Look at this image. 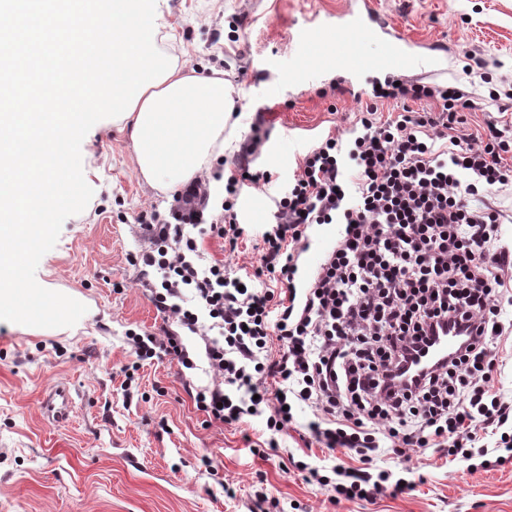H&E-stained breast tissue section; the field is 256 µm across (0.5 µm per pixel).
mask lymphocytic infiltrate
<instances>
[{
  "instance_id": "1",
  "label": "lymphocytic infiltrate",
  "mask_w": 512,
  "mask_h": 512,
  "mask_svg": "<svg viewBox=\"0 0 512 512\" xmlns=\"http://www.w3.org/2000/svg\"><path fill=\"white\" fill-rule=\"evenodd\" d=\"M423 99L440 101V111L411 109ZM385 102L396 109L384 117ZM468 106L453 86L388 84L373 91L359 127L310 147L285 181L251 171L262 144L253 123L216 218L205 217L211 194L199 183L168 217L141 221L154 248L138 260L154 273L157 309L190 333H213L206 356L216 382L197 392L198 410L222 423L265 416L274 449L296 409L309 408L316 443L359 457V466H334L329 477L310 471L340 500L410 491L374 461H406L415 447L455 464L492 450L497 465L512 463V399L493 376L512 336V248L491 201L512 186V141L492 122L461 133ZM260 183L273 189L260 267L249 274L205 263L183 225L208 223L237 247L245 230L236 206ZM316 224L342 230L303 277L299 259ZM265 274L276 288L255 286ZM443 336L455 346L438 356ZM127 338L137 360L164 352L194 365L177 332L160 339L131 330Z\"/></svg>"
}]
</instances>
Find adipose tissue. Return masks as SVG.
<instances>
[{"label": "adipose tissue", "instance_id": "adipose-tissue-1", "mask_svg": "<svg viewBox=\"0 0 512 512\" xmlns=\"http://www.w3.org/2000/svg\"><path fill=\"white\" fill-rule=\"evenodd\" d=\"M54 14L85 18L72 29L78 41L111 43L106 68H96L95 53H74L63 64L44 67L38 97L67 102L80 99L77 112L32 111L27 99H12L0 113V222L20 223L23 214L40 213L60 201L84 196V164L68 152L100 113L129 133L137 172L152 188L173 192L202 175L213 157L233 150L241 125L233 119V89L223 77L200 75L156 47L160 0H49ZM97 75L94 92H81L78 76ZM43 126L67 128L66 138L45 147L28 138ZM59 158L54 172L43 165L45 151ZM42 225H23L12 236L0 233V309L23 283L16 251L35 244Z\"/></svg>", "mask_w": 512, "mask_h": 512}]
</instances>
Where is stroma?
<instances>
[{"instance_id": "obj_1", "label": "stroma", "mask_w": 512, "mask_h": 512, "mask_svg": "<svg viewBox=\"0 0 512 512\" xmlns=\"http://www.w3.org/2000/svg\"><path fill=\"white\" fill-rule=\"evenodd\" d=\"M409 39L443 50L441 70L401 73L404 83L458 87L472 103L465 132L508 121L490 91H512V0H367ZM354 0H164L160 49L204 72L218 70L235 89L243 126L261 122L254 165L291 176L320 138L346 135L372 90L371 77L350 79L325 67L288 89V55L316 13L354 8ZM491 61L488 81L466 75L474 59ZM70 152L87 160L86 194L56 207L38 243L19 256L28 285L61 301H83V319L58 309L40 331L0 319V512H512V464L468 472L432 449L408 462L382 460L413 491L373 502L336 501L298 462L330 474L356 465L342 451L309 446V409H300L278 451L266 446L265 420L225 424L198 410L193 396L212 387L201 335L181 331L155 307L131 262L148 246L143 214L167 215L174 195L140 179L131 141L111 120L92 126ZM247 230L237 248L199 226L184 225L207 261L254 271L257 239L270 219L263 188L238 203ZM181 331L195 362L180 369L169 355L135 366L127 330ZM134 368L126 383L125 368ZM58 384L74 400L70 418L44 419L41 400ZM234 496H227L226 488Z\"/></svg>"}]
</instances>
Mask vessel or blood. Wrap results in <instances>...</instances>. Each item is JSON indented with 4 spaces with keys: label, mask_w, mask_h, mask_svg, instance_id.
<instances>
[{
    "label": "vessel or blood",
    "mask_w": 512,
    "mask_h": 512,
    "mask_svg": "<svg viewBox=\"0 0 512 512\" xmlns=\"http://www.w3.org/2000/svg\"><path fill=\"white\" fill-rule=\"evenodd\" d=\"M309 26L322 29L314 42L301 41L293 55L288 73L289 84L303 81L310 62L332 64L349 73L366 70L415 71L439 68L443 59L434 52L423 51L420 44L402 36L376 15L366 0L357 9L321 19L310 18ZM72 398L67 386L59 385L47 393L42 409L49 421L66 422Z\"/></svg>",
    "instance_id": "vessel-or-blood-1"
}]
</instances>
